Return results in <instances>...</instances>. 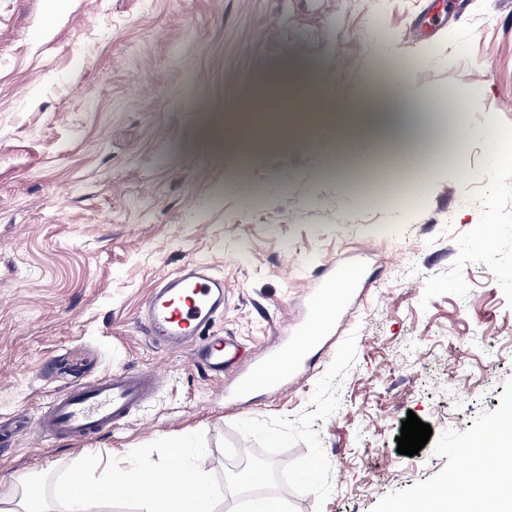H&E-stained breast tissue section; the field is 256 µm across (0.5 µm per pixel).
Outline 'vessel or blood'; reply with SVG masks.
<instances>
[{
  "label": "vessel or blood",
  "mask_w": 512,
  "mask_h": 512,
  "mask_svg": "<svg viewBox=\"0 0 512 512\" xmlns=\"http://www.w3.org/2000/svg\"><path fill=\"white\" fill-rule=\"evenodd\" d=\"M335 267L324 268L310 286L311 310L305 323L285 326V345L272 356H260L258 367L270 372L275 386L306 367L308 355L319 348L343 320L348 301L357 289L366 288V274L344 283L340 290L329 283L338 278ZM228 291L221 276L205 264L192 262L157 283L142 307L141 323L147 336L167 350H188L193 364L207 367L215 379L224 377V337L202 338L201 330L223 311ZM156 371H119L94 385L59 394L47 411L30 426L37 438H82L111 431L121 425L158 387Z\"/></svg>",
  "instance_id": "vessel-or-blood-1"
}]
</instances>
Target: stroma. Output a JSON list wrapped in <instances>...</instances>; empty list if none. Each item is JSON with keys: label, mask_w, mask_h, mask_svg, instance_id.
<instances>
[{"label": "stroma", "mask_w": 512, "mask_h": 512, "mask_svg": "<svg viewBox=\"0 0 512 512\" xmlns=\"http://www.w3.org/2000/svg\"><path fill=\"white\" fill-rule=\"evenodd\" d=\"M463 22L418 20L444 0H0V421L34 420L60 392L152 369L156 395L112 431L0 446V489L53 485L81 452L108 458L204 432V471L245 466L246 418L295 417L339 343L357 336L340 405L316 420L333 492L279 488L296 512H388L440 486L470 443L512 407V165L485 131L512 133V0H467ZM325 74L335 99L394 84L408 103L445 92L465 125L418 113L400 141H459L456 159L418 151L426 190H387L382 139L293 141L242 156L225 103L270 75ZM360 260L377 275L329 344L285 389L238 397V372L302 321L307 285ZM229 287L206 328L239 348L223 382L188 351L151 345L149 291L188 261ZM432 429L397 451L408 413Z\"/></svg>", "instance_id": "35a3bbf8"}]
</instances>
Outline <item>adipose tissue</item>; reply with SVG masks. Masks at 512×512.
<instances>
[{
  "label": "adipose tissue",
  "instance_id": "ef3b65f1",
  "mask_svg": "<svg viewBox=\"0 0 512 512\" xmlns=\"http://www.w3.org/2000/svg\"><path fill=\"white\" fill-rule=\"evenodd\" d=\"M253 107L234 116L238 146L259 151L274 143L306 140L321 129L352 139L371 130L397 125V106L388 89L351 102H329L322 76L312 72L276 75L254 96ZM512 410L482 442L478 463L501 472L493 485L478 480L464 484L456 499L447 486L418 494L391 506L390 512H512ZM191 449L173 451L175 463L161 470L120 469L97 456L79 455L51 490L40 483L17 480L0 493V512H94L98 501L130 498L142 512H213L204 474L191 462Z\"/></svg>",
  "mask_w": 512,
  "mask_h": 512
}]
</instances>
